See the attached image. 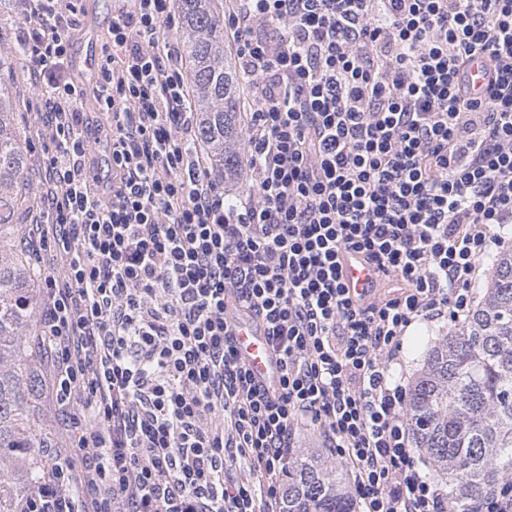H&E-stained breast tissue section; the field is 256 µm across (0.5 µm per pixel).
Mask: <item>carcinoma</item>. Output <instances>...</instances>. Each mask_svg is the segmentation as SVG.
Returning a JSON list of instances; mask_svg holds the SVG:
<instances>
[{
	"mask_svg": "<svg viewBox=\"0 0 512 512\" xmlns=\"http://www.w3.org/2000/svg\"><path fill=\"white\" fill-rule=\"evenodd\" d=\"M199 134L224 182L245 167L240 73L224 41V0H176ZM33 190L15 99L0 84V512H16L38 479L33 421L36 379L23 337L32 324L39 270L21 248L18 214ZM481 297L446 336L426 342L411 381L416 448L448 486V512L476 507L512 487V246L487 261ZM27 466H17L20 459ZM282 512H356L346 474L318 448L294 455Z\"/></svg>",
	"mask_w": 512,
	"mask_h": 512,
	"instance_id": "obj_1",
	"label": "carcinoma"
}]
</instances>
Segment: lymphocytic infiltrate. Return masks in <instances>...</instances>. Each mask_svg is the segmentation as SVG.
<instances>
[{"instance_id":"lymphocytic-infiltrate-1","label":"lymphocytic infiltrate","mask_w":512,"mask_h":512,"mask_svg":"<svg viewBox=\"0 0 512 512\" xmlns=\"http://www.w3.org/2000/svg\"><path fill=\"white\" fill-rule=\"evenodd\" d=\"M15 8L47 130L32 343L66 441L40 450L20 512H282L308 424L359 512H448L412 446L400 352L416 322L468 316L505 243L487 229L512 224V0H228L246 87L234 200L199 139L176 0L119 7L88 87L69 71L79 0ZM351 251L378 271L360 296ZM244 318L277 390L237 351ZM84 112H86L85 118H86V121L89 126L88 130L91 133L92 140L94 139V137H98L101 140V142L99 144L97 143L95 145V147H96L95 155H96L97 159L99 160V162L101 163V161H102V165H104V159H105V154H106V152H105L106 144H105V141H103V139H104L103 134L98 133V131L96 129H97V126L103 127V123L105 124V129L107 128L105 117H103L99 114L97 107H96L95 103L93 102V100L88 101ZM237 349L256 379L269 390L278 384L279 366L277 358L267 344L266 336L255 325L239 322L235 327Z\"/></svg>"}]
</instances>
